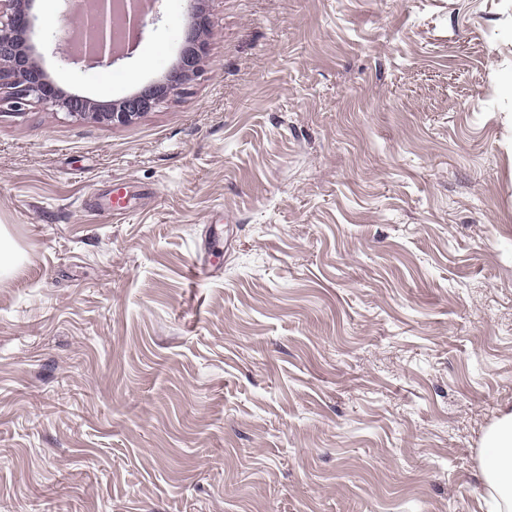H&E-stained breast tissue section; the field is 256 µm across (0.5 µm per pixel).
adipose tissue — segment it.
<instances>
[{
  "mask_svg": "<svg viewBox=\"0 0 512 512\" xmlns=\"http://www.w3.org/2000/svg\"><path fill=\"white\" fill-rule=\"evenodd\" d=\"M479 469L497 512H512V410L503 412L483 435Z\"/></svg>",
  "mask_w": 512,
  "mask_h": 512,
  "instance_id": "obj_1",
  "label": "adipose tissue"
}]
</instances>
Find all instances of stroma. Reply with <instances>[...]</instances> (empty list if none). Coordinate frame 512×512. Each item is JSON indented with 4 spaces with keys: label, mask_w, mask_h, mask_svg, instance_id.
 Returning a JSON list of instances; mask_svg holds the SVG:
<instances>
[{
    "label": "stroma",
    "mask_w": 512,
    "mask_h": 512,
    "mask_svg": "<svg viewBox=\"0 0 512 512\" xmlns=\"http://www.w3.org/2000/svg\"><path fill=\"white\" fill-rule=\"evenodd\" d=\"M130 124L0 89V512H493L512 407V0H206ZM36 44L69 36L35 0ZM191 21L47 70L113 101ZM125 184L132 217L113 216ZM22 257L14 246L4 225H0V278L11 276ZM479 469L497 512L512 511V410L505 411L483 435Z\"/></svg>",
    "instance_id": "1"
}]
</instances>
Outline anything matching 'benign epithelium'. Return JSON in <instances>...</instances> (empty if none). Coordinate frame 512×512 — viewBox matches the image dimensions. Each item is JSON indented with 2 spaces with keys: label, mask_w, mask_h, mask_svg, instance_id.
<instances>
[{
  "label": "benign epithelium",
  "mask_w": 512,
  "mask_h": 512,
  "mask_svg": "<svg viewBox=\"0 0 512 512\" xmlns=\"http://www.w3.org/2000/svg\"><path fill=\"white\" fill-rule=\"evenodd\" d=\"M192 21L187 27L182 49L173 75L164 82H154L121 100L101 102L80 94L65 92L50 76L44 53L33 42V0H0L7 9L0 10V80L7 81L15 103L34 100L54 110H63L72 118L94 120L111 125L130 123L151 111L173 94L182 82L201 70L207 54L206 35L209 18L202 0H189ZM156 0H124L121 13H116L114 0H94L92 19L96 34L94 51H87L85 33L75 29L68 52L60 55L68 64L106 59L114 64L129 57L132 51L115 49V17L121 16L125 39L138 42L147 27L146 18Z\"/></svg>",
  "instance_id": "7a95c632"
}]
</instances>
